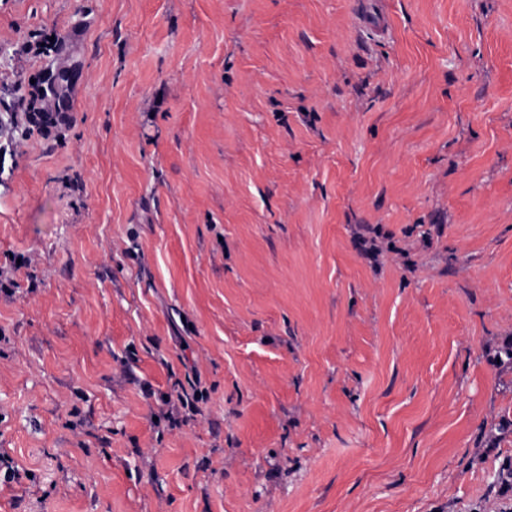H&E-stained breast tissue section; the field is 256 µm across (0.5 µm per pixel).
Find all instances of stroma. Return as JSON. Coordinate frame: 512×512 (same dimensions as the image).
I'll list each match as a JSON object with an SVG mask.
<instances>
[{"label":"stroma","instance_id":"obj_1","mask_svg":"<svg viewBox=\"0 0 512 512\" xmlns=\"http://www.w3.org/2000/svg\"><path fill=\"white\" fill-rule=\"evenodd\" d=\"M0 276V512H512V0H0Z\"/></svg>","mask_w":512,"mask_h":512}]
</instances>
